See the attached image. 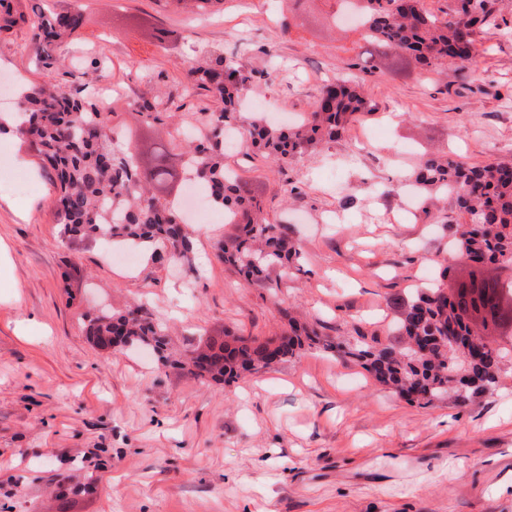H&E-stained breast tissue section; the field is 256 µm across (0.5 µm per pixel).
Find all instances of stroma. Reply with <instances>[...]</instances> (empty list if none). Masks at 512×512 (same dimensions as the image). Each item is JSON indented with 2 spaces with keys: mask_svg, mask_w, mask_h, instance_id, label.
<instances>
[{
  "mask_svg": "<svg viewBox=\"0 0 512 512\" xmlns=\"http://www.w3.org/2000/svg\"><path fill=\"white\" fill-rule=\"evenodd\" d=\"M82 7L81 35L56 48L73 89L105 81L114 150L126 151L145 116L165 112L157 139L221 111L185 91L193 59L235 56L254 72L248 100L279 123L311 112L327 81L358 83L369 102L344 136L285 163L246 136L224 145V167L265 202L273 224L293 225L305 260L280 288L244 285L215 255L233 234L222 208L195 224L193 261L158 265L97 242L69 243L55 188L36 153L0 134V164L27 187L0 192V504L10 512H512V362L498 388L464 406H422L384 390L358 364L317 349L229 386L152 349L103 352L84 333L87 313L144 302L175 344L234 331L266 339L296 316L334 341L362 329L390 338L397 302L432 283L440 266L462 274L449 249L462 217L454 198L424 203L405 181L427 157L482 165L512 159V0H491L479 52L463 64L366 74L356 31L326 35L328 0L314 21L282 30L272 0H227L207 16L174 14L164 0H50ZM30 24L0 33V69L43 78L23 52ZM298 194H291V187Z\"/></svg>",
  "mask_w": 512,
  "mask_h": 512,
  "instance_id": "stroma-1",
  "label": "stroma"
}]
</instances>
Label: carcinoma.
Wrapping results in <instances>:
<instances>
[{"instance_id":"carcinoma-1","label":"carcinoma","mask_w":512,"mask_h":512,"mask_svg":"<svg viewBox=\"0 0 512 512\" xmlns=\"http://www.w3.org/2000/svg\"><path fill=\"white\" fill-rule=\"evenodd\" d=\"M226 0H166L184 13L223 8ZM360 16L372 50L358 67L381 70L394 52L407 65L437 69L449 61L466 62L476 52V30L490 23V0H456L441 18L424 8H407L405 0H337ZM36 17L31 48L44 71L41 81L24 85L19 111L27 116L15 130L34 148L57 185L56 205L62 233L70 241L118 242L152 247L157 262L190 260L193 240L179 221L176 200L192 174L212 202L231 214L237 232L219 241L217 258L247 281L272 288L299 268L304 254L292 227L269 224L260 195L224 172V129L240 120L237 104L253 82V72L222 55L208 56L188 71L189 90L201 89L221 102L219 112H204L196 142L155 145L144 155L112 148L109 113L91 92L66 90L57 79L54 48L79 36L84 12L55 13L49 4L32 7ZM26 21L13 0H0V30ZM368 107L358 84L349 80L326 83L309 117L294 127L280 128L254 119L246 132L252 145L274 162L334 142L351 118ZM414 183L426 195L446 190L455 195L459 211L468 217L454 238L453 248L477 264L480 272L512 263V161L469 165L442 158L423 160ZM499 309L512 313V281H495ZM85 330L101 350L127 345L153 348L162 364L171 362L166 328L143 308L126 313L100 310L86 316ZM492 326L468 315L456 292L442 283L406 300L401 307L394 340L384 344L355 330L354 340L336 344L310 325L294 318L276 339L260 341L232 331L222 340H208L186 351L178 364L197 380L229 385L246 372H257L295 357L304 347L337 351L360 364L382 386L420 405L442 400L448 391L458 403L495 389L504 361L512 349L495 347L486 337Z\"/></svg>"}]
</instances>
